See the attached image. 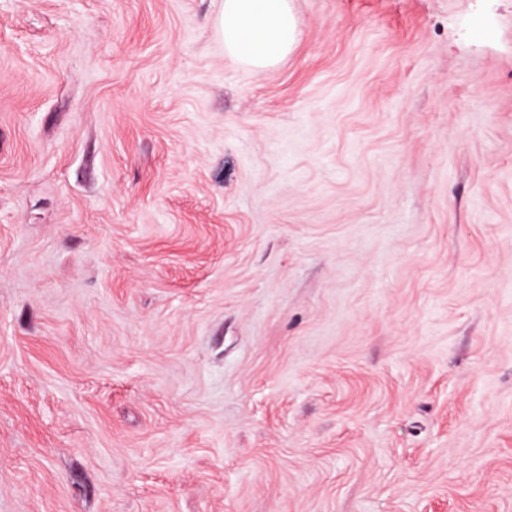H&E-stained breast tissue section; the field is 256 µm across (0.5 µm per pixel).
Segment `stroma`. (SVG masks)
<instances>
[{
  "label": "stroma",
  "mask_w": 512,
  "mask_h": 512,
  "mask_svg": "<svg viewBox=\"0 0 512 512\" xmlns=\"http://www.w3.org/2000/svg\"><path fill=\"white\" fill-rule=\"evenodd\" d=\"M0 0V512H512V0ZM293 0H224L219 31L226 54L264 72L288 56L297 42Z\"/></svg>",
  "instance_id": "1"
}]
</instances>
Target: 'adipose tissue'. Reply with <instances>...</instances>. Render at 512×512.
<instances>
[{"mask_svg":"<svg viewBox=\"0 0 512 512\" xmlns=\"http://www.w3.org/2000/svg\"><path fill=\"white\" fill-rule=\"evenodd\" d=\"M219 31L229 57L254 71H267L296 45L292 0H224Z\"/></svg>","mask_w":512,"mask_h":512,"instance_id":"adipose-tissue-1","label":"adipose tissue"}]
</instances>
